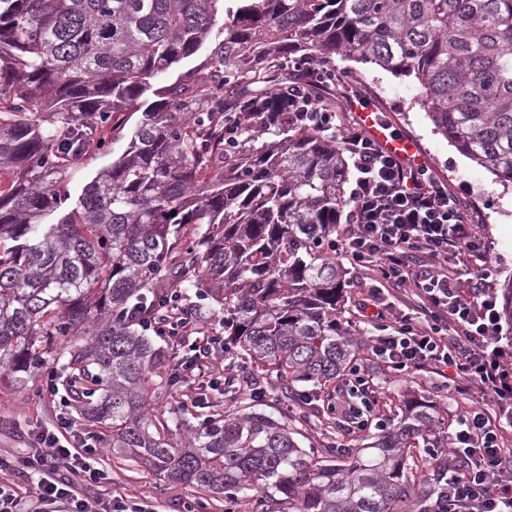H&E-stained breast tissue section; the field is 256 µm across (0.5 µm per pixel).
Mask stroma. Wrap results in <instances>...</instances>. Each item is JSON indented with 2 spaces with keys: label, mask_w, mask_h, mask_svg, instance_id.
Masks as SVG:
<instances>
[{
  "label": "stroma",
  "mask_w": 512,
  "mask_h": 512,
  "mask_svg": "<svg viewBox=\"0 0 512 512\" xmlns=\"http://www.w3.org/2000/svg\"><path fill=\"white\" fill-rule=\"evenodd\" d=\"M326 65L335 69L344 84L371 95L386 120L417 144L422 160L462 199L473 223L478 225L490 246L489 257L497 268L491 286L494 294H501L503 282L512 278V185L499 182L435 132L426 112L415 101L418 92L415 79L397 77L374 65L339 55L327 60ZM143 110V105L138 104L125 112L122 130L115 132L104 128L103 135L109 140L106 152L87 155L76 163L67 180L69 199L65 209L76 207L85 187L97 173L127 149ZM65 209L49 212L43 217V224L57 223ZM363 367L375 390L379 419L390 416L403 396L410 392L432 397L451 420L468 402L467 393L434 372L424 370L399 375L368 359L364 360ZM63 413L67 414L74 430H89V423L81 418L75 405L61 407L58 398L17 389L10 376H0V457L13 463L7 479L19 486L28 484L29 473L22 460L29 451V432L37 425L57 424ZM95 461L105 477L100 483L83 488L82 493L87 498L106 502L131 494L150 512H185V503L200 499L206 504L204 512H225L223 496L170 480L143 463L117 458L109 448H102Z\"/></svg>",
  "instance_id": "35a3bbf8"
}]
</instances>
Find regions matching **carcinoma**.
Here are the masks:
<instances>
[{"mask_svg":"<svg viewBox=\"0 0 512 512\" xmlns=\"http://www.w3.org/2000/svg\"><path fill=\"white\" fill-rule=\"evenodd\" d=\"M219 17L206 68L152 88ZM343 54L415 78L435 130L512 184V0H0V167L16 171L0 187V372L24 389L62 362L116 454L251 512H438L441 474L412 455L448 447L434 401L403 400L366 448L299 440L297 385L335 414L361 351L338 309L348 155L288 108L311 91L304 64ZM149 91L128 148L40 230L100 129ZM186 288L220 306L224 353L279 382L281 419L215 411L176 441L150 412L179 362L129 313L159 322Z\"/></svg>","mask_w":512,"mask_h":512,"instance_id":"obj_1","label":"carcinoma"}]
</instances>
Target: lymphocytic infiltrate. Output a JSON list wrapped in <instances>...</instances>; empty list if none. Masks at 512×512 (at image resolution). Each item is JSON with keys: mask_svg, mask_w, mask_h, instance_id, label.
<instances>
[{"mask_svg": "<svg viewBox=\"0 0 512 512\" xmlns=\"http://www.w3.org/2000/svg\"><path fill=\"white\" fill-rule=\"evenodd\" d=\"M309 129L335 138L357 172L347 205L346 225L336 253L355 276L377 272L358 300V311L377 331L369 353L394 372L426 367L451 372L465 382L471 403L448 434V458L465 459L464 470L444 478L447 512H512V336L501 333L496 297L489 286L496 270L486 240L445 182L423 162L387 149L361 123L339 124L320 98L303 100ZM479 259L476 267L463 256ZM412 290L411 311L397 309L390 292ZM36 428L26 462L27 487L0 480V512H146L138 503L106 505L84 497L78 484L103 479L92 459L95 445L80 439L63 445L59 430Z\"/></svg>", "mask_w": 512, "mask_h": 512, "instance_id": "obj_1", "label": "lymphocytic infiltrate"}]
</instances>
